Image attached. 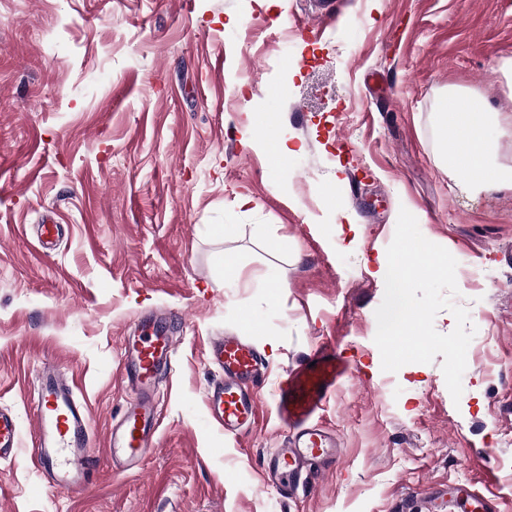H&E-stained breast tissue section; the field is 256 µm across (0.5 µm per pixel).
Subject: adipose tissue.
Segmentation results:
<instances>
[{
	"instance_id": "1",
	"label": "adipose tissue",
	"mask_w": 512,
	"mask_h": 512,
	"mask_svg": "<svg viewBox=\"0 0 512 512\" xmlns=\"http://www.w3.org/2000/svg\"><path fill=\"white\" fill-rule=\"evenodd\" d=\"M452 103L466 106L464 114L450 112L447 105L439 107V121L444 134L448 135L456 146L458 159L454 164L466 184L488 188L500 182V171L491 170L487 158L494 145L488 136V126L493 118L490 109L474 104L471 97L455 93ZM451 103V104H452Z\"/></svg>"
}]
</instances>
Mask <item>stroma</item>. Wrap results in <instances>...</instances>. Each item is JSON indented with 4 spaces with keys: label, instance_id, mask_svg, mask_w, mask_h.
I'll list each match as a JSON object with an SVG mask.
<instances>
[{
    "label": "stroma",
    "instance_id": "1",
    "mask_svg": "<svg viewBox=\"0 0 512 512\" xmlns=\"http://www.w3.org/2000/svg\"><path fill=\"white\" fill-rule=\"evenodd\" d=\"M335 2L305 35L309 0H0V410L21 445L0 459V512H448L458 481L512 512V181L463 184L437 126L442 99L469 93L512 168V0ZM403 208L457 261L475 328L457 400L443 355L386 372L374 342ZM46 216L60 233L44 251ZM228 254L243 280L226 281ZM152 313L177 354L156 449L118 474L122 345ZM254 325L270 373L234 439L205 405L206 352ZM324 342L362 369L321 416L345 456L285 497L260 479L283 439L274 386ZM47 367L90 412L80 495L30 460Z\"/></svg>",
    "mask_w": 512,
    "mask_h": 512
}]
</instances>
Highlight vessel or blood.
I'll return each instance as SVG.
<instances>
[{"instance_id": "obj_1", "label": "vessel or blood", "mask_w": 512, "mask_h": 512, "mask_svg": "<svg viewBox=\"0 0 512 512\" xmlns=\"http://www.w3.org/2000/svg\"><path fill=\"white\" fill-rule=\"evenodd\" d=\"M174 355L173 336L154 326L131 337L125 347V375L134 397L109 436V457L120 472L137 471L154 446L159 415L155 380ZM208 361L218 372L205 393L210 415L225 434L243 436L259 408L250 386L264 376L265 363L253 343L235 334L212 341ZM358 374L331 344L285 370L273 394L284 439L264 459L265 485L285 493L311 470H334L344 456V440L336 430L319 423L317 415L339 383ZM74 387L72 380L56 370L43 372L33 410L32 456L40 473L52 483L80 491L90 482L93 460L90 415L76 398ZM18 447L17 418L0 410V456L15 453ZM448 501L461 512H494L490 498L465 484L449 485Z\"/></svg>"}]
</instances>
